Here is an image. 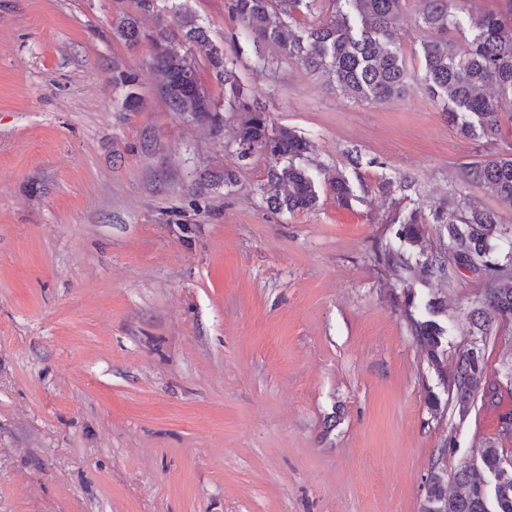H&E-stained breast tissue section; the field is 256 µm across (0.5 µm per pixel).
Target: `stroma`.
Listing matches in <instances>:
<instances>
[{"instance_id": "obj_1", "label": "stroma", "mask_w": 512, "mask_h": 512, "mask_svg": "<svg viewBox=\"0 0 512 512\" xmlns=\"http://www.w3.org/2000/svg\"><path fill=\"white\" fill-rule=\"evenodd\" d=\"M137 0H0V512H422L431 458L498 439L512 413V324L485 346L497 408L432 413L444 388L411 336L400 286L373 259L390 219L451 197L512 206L466 170L512 146V106L491 137H464L423 80L421 0L395 41L410 79L386 103L343 96L279 49L254 50L226 0H184L276 125L310 140L316 181L358 195L278 213L267 161H241L237 116L213 135L157 92L152 47L112 35ZM145 107L121 109L113 68ZM360 155L348 162L350 150ZM227 167L236 182L200 177ZM417 178L408 198L385 185ZM442 300L448 356L467 340L477 276L420 283ZM327 189L342 206L349 207L352 200L358 199V195L354 193L352 186L342 172H336V176L328 182Z\"/></svg>"}]
</instances>
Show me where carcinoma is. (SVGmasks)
I'll use <instances>...</instances> for the list:
<instances>
[{
  "label": "carcinoma",
  "instance_id": "cac0c4a2",
  "mask_svg": "<svg viewBox=\"0 0 512 512\" xmlns=\"http://www.w3.org/2000/svg\"><path fill=\"white\" fill-rule=\"evenodd\" d=\"M316 0H228L232 17L245 28L254 45H273L290 59L314 71L329 74L348 98L385 102L400 96L409 74L394 47L402 20L404 0H328V9L313 23L302 24L296 14ZM453 0H423L420 22L432 34L423 45L424 81L431 91H443L458 113L472 117L461 123L467 134H497L505 104H512V0H503L502 13H476L463 51L455 50L448 32L455 26ZM138 8L155 18L154 30L142 32L135 16H124L112 27L115 38L130 47L151 42L152 65L159 76L158 93L169 109L185 119L224 129V113L202 86L192 47L206 48L208 68L224 86V100L242 113L237 124L234 153L240 160L256 154L268 159L261 185L262 199L278 211H310L318 206L319 185L301 161L309 142L290 128L271 123L265 107L247 100L234 72V60L224 47L210 42L206 27L181 0H138ZM186 45L178 52L174 43ZM138 76L132 70L112 68V85L124 90L123 108L136 112L142 102ZM234 173L213 169L204 185L213 190L233 183ZM469 183L490 190L512 206V147L467 170ZM328 190L346 207L358 198L341 172L328 182ZM439 224L446 231L443 247L424 260L413 259L408 248L417 245L424 225ZM393 236L375 249L376 260L403 285L405 317L415 342L425 351L429 365L455 393L459 417H464L476 396L497 405L495 392L486 387V362L480 343L493 323L512 321V235L500 228L497 215L459 199L425 218L412 210L395 221ZM468 269L481 279L478 307L471 312L469 346L459 351L454 373L447 374V330L433 319L432 302L417 299L413 282L448 281L456 270ZM451 446L433 456L425 486L423 512H512V458L495 443H487L476 457L453 466L448 473Z\"/></svg>",
  "mask_w": 512,
  "mask_h": 512
}]
</instances>
